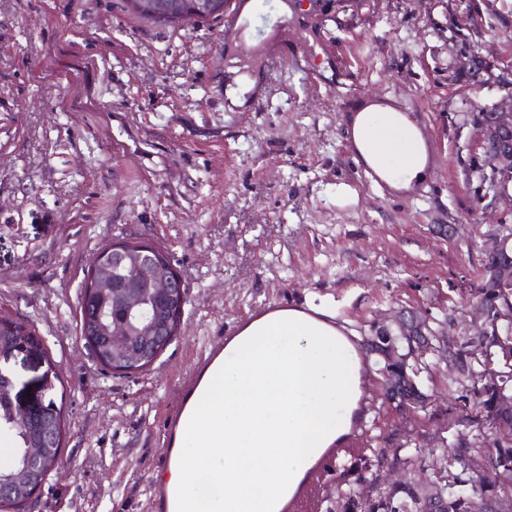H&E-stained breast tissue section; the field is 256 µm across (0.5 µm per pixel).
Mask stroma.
<instances>
[{
	"label": "stroma",
	"instance_id": "35a3bbf8",
	"mask_svg": "<svg viewBox=\"0 0 512 512\" xmlns=\"http://www.w3.org/2000/svg\"><path fill=\"white\" fill-rule=\"evenodd\" d=\"M254 0L249 44L230 19L159 27L126 0H0V316L38 345L7 367L15 391L59 376L60 460L21 512H148L168 410L197 355L275 306L325 303L364 346L403 307L469 330L482 244L512 210H483L465 176L472 116L495 84L452 81L448 18L477 21L476 51L512 67L502 0ZM261 95L224 96L231 56ZM363 99L405 112L429 175L390 190L356 155L345 115ZM164 248L187 286L180 333L145 372L122 376L80 338V284L112 240ZM415 416L363 380L365 421L438 449L463 413L442 394Z\"/></svg>",
	"mask_w": 512,
	"mask_h": 512
}]
</instances>
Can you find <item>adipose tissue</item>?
<instances>
[{
	"label": "adipose tissue",
	"instance_id": "obj_1",
	"mask_svg": "<svg viewBox=\"0 0 512 512\" xmlns=\"http://www.w3.org/2000/svg\"><path fill=\"white\" fill-rule=\"evenodd\" d=\"M347 133L356 154L386 185L423 182L428 159L413 121L361 101ZM324 306L278 308L239 327L183 442L194 443L171 483L192 488L198 473L220 481L210 512H277L276 503L324 448L346 435L359 408L357 354L342 348Z\"/></svg>",
	"mask_w": 512,
	"mask_h": 512
}]
</instances>
